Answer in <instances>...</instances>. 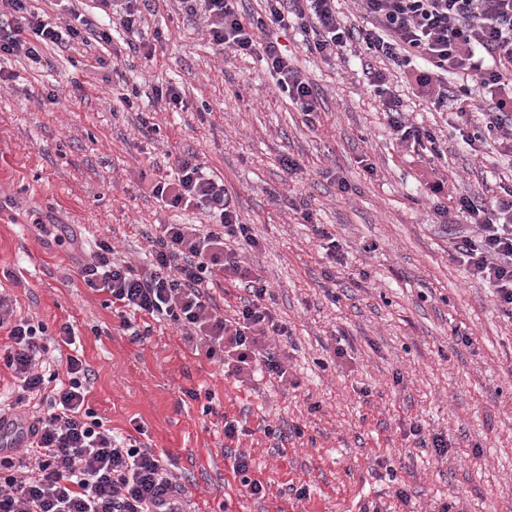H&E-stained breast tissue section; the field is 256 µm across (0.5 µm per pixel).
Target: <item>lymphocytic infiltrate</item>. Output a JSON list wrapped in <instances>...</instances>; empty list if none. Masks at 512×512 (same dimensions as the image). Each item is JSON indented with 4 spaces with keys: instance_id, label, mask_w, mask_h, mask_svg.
Instances as JSON below:
<instances>
[{
    "instance_id": "obj_1",
    "label": "lymphocytic infiltrate",
    "mask_w": 512,
    "mask_h": 512,
    "mask_svg": "<svg viewBox=\"0 0 512 512\" xmlns=\"http://www.w3.org/2000/svg\"><path fill=\"white\" fill-rule=\"evenodd\" d=\"M0 1L17 16L15 24L0 26V58L24 57L37 65L42 47L107 42L110 26L135 34L146 22L142 0H101L106 28L83 15L74 24L48 22L28 12L27 0ZM179 2L202 20L216 50L260 55L279 90L308 117L318 112L317 94L273 29L296 25L311 33V51L327 62L356 42L400 68L421 59L418 83L440 109L454 110L459 100L447 74L474 77L488 100L486 128L512 154V0H356L373 21L358 30L340 19L336 0H267L264 16L249 22L237 0ZM370 84L403 147L432 141L429 130L409 122L385 72H372ZM142 188L165 208L202 211L207 224L160 225L139 264L97 241L79 265L85 286L108 294L121 329H131L136 316L166 320L195 352L222 365L225 376L244 382L260 372L287 381L274 340L288 336V326L268 305L264 280L240 256L262 245L241 221L223 179L187 156L178 158L173 177L145 180ZM457 211L466 226L455 233L453 259L472 280L493 288L512 316V189L492 205L475 191L460 195ZM220 280L247 292L229 318L217 314L206 291ZM15 309L13 298L0 293V330L8 338L0 359L16 387L13 397L0 396V415L25 425L29 441L20 457L0 448V512H184L178 477L150 448L114 434L88 407L90 373L83 360L71 355L65 369L56 368L45 326L17 317ZM33 396L38 407L19 411Z\"/></svg>"
}]
</instances>
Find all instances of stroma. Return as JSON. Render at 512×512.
Listing matches in <instances>:
<instances>
[{
	"instance_id": "stroma-1",
	"label": "stroma",
	"mask_w": 512,
	"mask_h": 512,
	"mask_svg": "<svg viewBox=\"0 0 512 512\" xmlns=\"http://www.w3.org/2000/svg\"><path fill=\"white\" fill-rule=\"evenodd\" d=\"M146 17L142 38L162 33L150 63L122 30L106 43L43 48L39 66L4 63L18 78L0 88V288L18 315L51 337L73 325L90 408L168 455L192 512H512V318L448 244L458 196L504 198L512 156L491 135L469 147L408 69L393 70L391 86L437 149L402 147L369 85L382 63L367 49L328 63L300 28L277 30L319 94L309 122L258 56L216 52L176 0H149ZM168 83L185 110H153V86ZM147 114L156 131L142 128ZM187 155L223 178L263 245L244 258L290 330L278 347L287 384L225 378L164 320L142 338L120 330L107 294L84 285L73 245L39 229L64 224L84 248L106 238L142 260L154 225L204 220L140 190L142 176L173 174ZM299 203L335 234L342 266L330 267ZM228 417L250 430L240 447L264 497L240 491L224 449ZM414 424L444 436L447 456L419 447Z\"/></svg>"
}]
</instances>
